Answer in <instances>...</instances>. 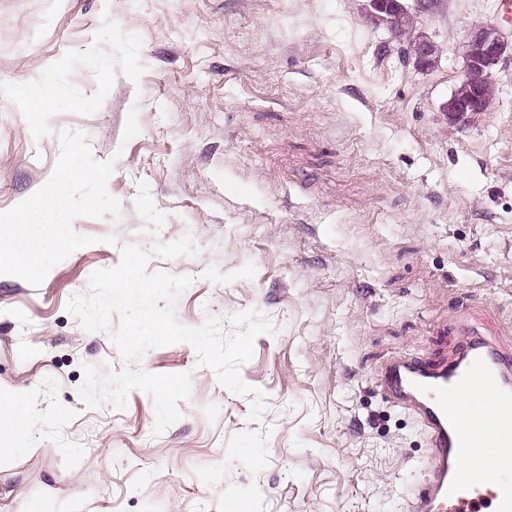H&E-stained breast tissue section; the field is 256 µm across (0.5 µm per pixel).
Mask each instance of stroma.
I'll use <instances>...</instances> for the list:
<instances>
[{
	"label": "stroma",
	"mask_w": 512,
	"mask_h": 512,
	"mask_svg": "<svg viewBox=\"0 0 512 512\" xmlns=\"http://www.w3.org/2000/svg\"><path fill=\"white\" fill-rule=\"evenodd\" d=\"M140 35L139 82L116 72L94 113L51 117L34 139L0 95V212L33 195L57 131L114 159L119 219L80 217L97 237L40 286L0 275V512H401L424 479L425 434L385 403L379 368L450 352L469 309L512 326V58L486 112H442L458 44L496 20L494 0H426L417 33L442 49L421 71L366 0H0V82L39 78L93 45L103 14ZM140 133L122 135L130 109ZM191 236L196 256L147 269L193 282L174 311L258 310L242 380L268 408L219 384L189 344L142 366L187 373L182 417L154 434L147 393L86 408L84 366L120 370L108 334L66 310L120 247Z\"/></svg>",
	"instance_id": "1"
}]
</instances>
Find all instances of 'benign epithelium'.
<instances>
[{
  "label": "benign epithelium",
  "mask_w": 512,
  "mask_h": 512,
  "mask_svg": "<svg viewBox=\"0 0 512 512\" xmlns=\"http://www.w3.org/2000/svg\"><path fill=\"white\" fill-rule=\"evenodd\" d=\"M389 3L391 0H367L370 16L388 28L393 21ZM510 53L512 44L504 40L496 26L484 24L468 32L462 43L461 79L448 101L442 105V111L461 122L487 111L491 98L484 93V86L493 80L496 66ZM439 57L440 51L435 42L419 35L411 55L415 66L428 70L434 67Z\"/></svg>",
  "instance_id": "7a95c632"
}]
</instances>
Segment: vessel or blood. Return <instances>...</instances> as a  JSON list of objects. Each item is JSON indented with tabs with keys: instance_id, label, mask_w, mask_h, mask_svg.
<instances>
[{
	"instance_id": "vessel-or-blood-1",
	"label": "vessel or blood",
	"mask_w": 512,
	"mask_h": 512,
	"mask_svg": "<svg viewBox=\"0 0 512 512\" xmlns=\"http://www.w3.org/2000/svg\"><path fill=\"white\" fill-rule=\"evenodd\" d=\"M454 334L447 358L400 355L376 376L382 397L410 412L429 443L426 477L405 512H512V348L468 311Z\"/></svg>"
}]
</instances>
